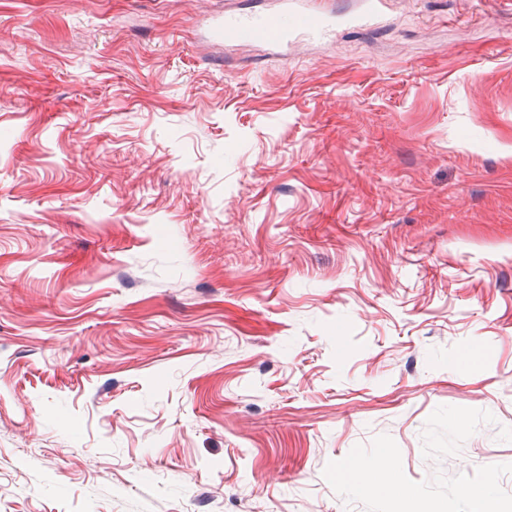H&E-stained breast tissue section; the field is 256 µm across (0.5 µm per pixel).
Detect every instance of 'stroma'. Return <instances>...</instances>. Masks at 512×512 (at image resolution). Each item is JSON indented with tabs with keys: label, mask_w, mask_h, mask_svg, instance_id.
Returning a JSON list of instances; mask_svg holds the SVG:
<instances>
[{
	"label": "stroma",
	"mask_w": 512,
	"mask_h": 512,
	"mask_svg": "<svg viewBox=\"0 0 512 512\" xmlns=\"http://www.w3.org/2000/svg\"><path fill=\"white\" fill-rule=\"evenodd\" d=\"M274 2L0 0V512H512V0ZM279 0L277 7L247 17H221L211 26V38L219 44H251L270 50H285L297 36L320 39L332 27L326 14L307 2L293 6ZM395 464L387 451H382L366 467L354 465L350 474L357 486L363 491L383 490L393 493L398 498L401 491L398 488L395 478Z\"/></svg>",
	"instance_id": "35a3bbf8"
}]
</instances>
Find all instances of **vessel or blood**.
Listing matches in <instances>:
<instances>
[{
	"label": "vessel or blood",
	"mask_w": 512,
	"mask_h": 512,
	"mask_svg": "<svg viewBox=\"0 0 512 512\" xmlns=\"http://www.w3.org/2000/svg\"><path fill=\"white\" fill-rule=\"evenodd\" d=\"M330 27L326 14L311 8L307 0L292 4L278 0L276 7L247 17H221L210 34L219 44H251L270 50H285L296 37L312 40L325 36Z\"/></svg>",
	"instance_id": "b4317fda"
}]
</instances>
